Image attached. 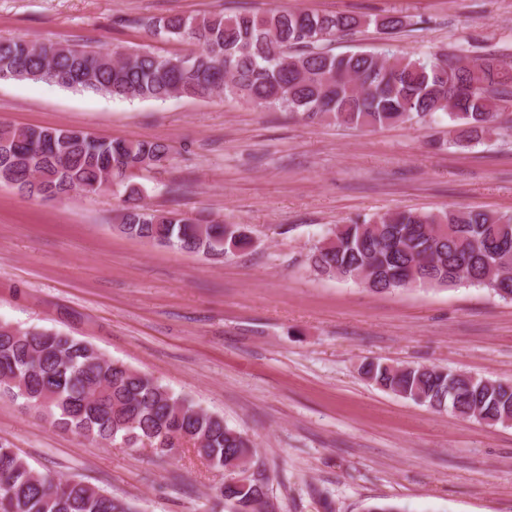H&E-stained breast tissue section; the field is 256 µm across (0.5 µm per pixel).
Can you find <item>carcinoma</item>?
Listing matches in <instances>:
<instances>
[{
  "mask_svg": "<svg viewBox=\"0 0 512 512\" xmlns=\"http://www.w3.org/2000/svg\"><path fill=\"white\" fill-rule=\"evenodd\" d=\"M166 40L197 49L159 55L146 47L113 53L75 43L0 40V78L43 81L128 101L203 97L219 91L259 107L382 127L448 117V142L465 150L499 134L512 100V64L494 56L432 54L413 59L321 44L374 26L387 34L411 25L399 15L361 17L308 11L226 16L170 15L140 21ZM0 180L40 197L32 180L63 199L118 193L115 229L135 239L220 259L251 245L240 224H218L141 203L134 173L169 159L162 140L102 139L67 128L0 124ZM315 275L373 292L411 287L486 288L512 301V215L464 207L388 211L336 224L307 258ZM375 385L435 411L489 426L512 425V384L421 364L368 361ZM0 391L22 398L55 427L92 443L149 447L171 457L185 446L213 469L253 465L250 438L154 377L102 357L74 336L0 323ZM232 512H264L267 481L218 489ZM0 512H137L83 478L37 473L16 449L0 445Z\"/></svg>",
  "mask_w": 512,
  "mask_h": 512,
  "instance_id": "obj_1",
  "label": "carcinoma"
}]
</instances>
